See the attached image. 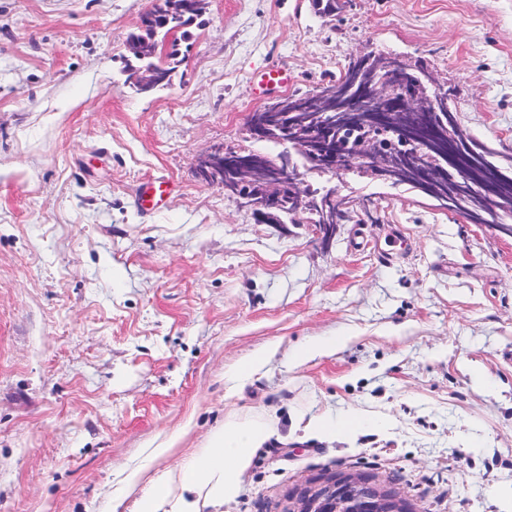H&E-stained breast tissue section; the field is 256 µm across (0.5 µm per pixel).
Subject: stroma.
Returning <instances> with one entry per match:
<instances>
[{"instance_id":"stroma-1","label":"stroma","mask_w":512,"mask_h":512,"mask_svg":"<svg viewBox=\"0 0 512 512\" xmlns=\"http://www.w3.org/2000/svg\"><path fill=\"white\" fill-rule=\"evenodd\" d=\"M150 3L0 0V512H134L230 419L274 434L200 512H286L346 472L413 512H512V236L348 174L355 221L326 240L195 174L212 147L279 152L248 137L255 73L312 92L383 49L427 60L462 128L512 157V0H207L172 86L141 96L123 54ZM156 177L173 190L141 211ZM325 336L343 342L294 362ZM350 415L370 429L304 435ZM290 82L291 76L283 68L261 71L253 76V83L261 94L270 90L286 89Z\"/></svg>"}]
</instances>
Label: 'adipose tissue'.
I'll use <instances>...</instances> for the list:
<instances>
[{
    "label": "adipose tissue",
    "instance_id": "1",
    "mask_svg": "<svg viewBox=\"0 0 512 512\" xmlns=\"http://www.w3.org/2000/svg\"><path fill=\"white\" fill-rule=\"evenodd\" d=\"M262 421H227L179 478L180 492L161 489L140 499L137 512H199L200 497L229 503L237 498L242 475L255 451L271 437Z\"/></svg>",
    "mask_w": 512,
    "mask_h": 512
}]
</instances>
